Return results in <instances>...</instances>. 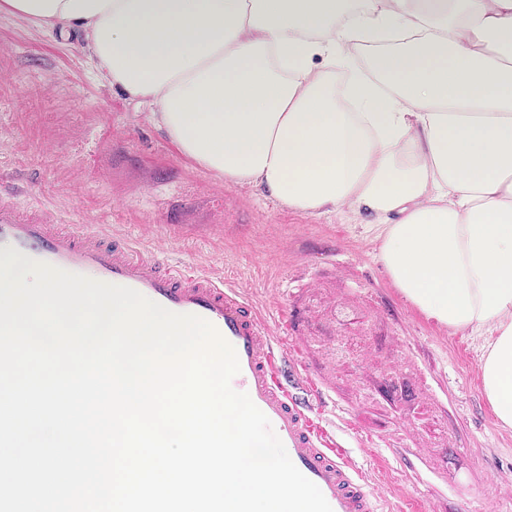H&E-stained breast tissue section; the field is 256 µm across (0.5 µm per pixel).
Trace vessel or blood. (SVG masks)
<instances>
[{"label": "vessel or blood", "mask_w": 512, "mask_h": 512, "mask_svg": "<svg viewBox=\"0 0 512 512\" xmlns=\"http://www.w3.org/2000/svg\"><path fill=\"white\" fill-rule=\"evenodd\" d=\"M88 278L132 288L177 314L207 320L235 349L240 371L231 381L267 416L295 466L315 483L332 512H384L378 493L338 452L312 408L290 390L305 363L290 355L252 300L233 283L191 265H175L103 228L59 224L48 211H23L0 194V249Z\"/></svg>", "instance_id": "b4317fda"}]
</instances>
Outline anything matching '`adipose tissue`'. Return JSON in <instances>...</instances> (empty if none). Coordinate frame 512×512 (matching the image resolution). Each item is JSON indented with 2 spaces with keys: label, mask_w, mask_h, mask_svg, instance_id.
Instances as JSON below:
<instances>
[{
  "label": "adipose tissue",
  "mask_w": 512,
  "mask_h": 512,
  "mask_svg": "<svg viewBox=\"0 0 512 512\" xmlns=\"http://www.w3.org/2000/svg\"><path fill=\"white\" fill-rule=\"evenodd\" d=\"M147 104L199 167L369 219L404 298L490 332L512 427V0H0ZM376 45L370 72L355 65Z\"/></svg>",
  "instance_id": "obj_1"
}]
</instances>
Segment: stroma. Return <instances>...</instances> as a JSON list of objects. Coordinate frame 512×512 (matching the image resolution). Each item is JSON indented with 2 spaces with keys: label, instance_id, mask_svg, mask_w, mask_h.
<instances>
[{
  "label": "stroma",
  "instance_id": "1",
  "mask_svg": "<svg viewBox=\"0 0 512 512\" xmlns=\"http://www.w3.org/2000/svg\"><path fill=\"white\" fill-rule=\"evenodd\" d=\"M0 191L231 276L272 319L298 306L308 321L288 347L333 379L312 401L320 422L393 512H512V427L481 384L490 336L407 303L370 225L297 212L199 168L146 106L96 77L77 37L4 12Z\"/></svg>",
  "mask_w": 512,
  "mask_h": 512
}]
</instances>
